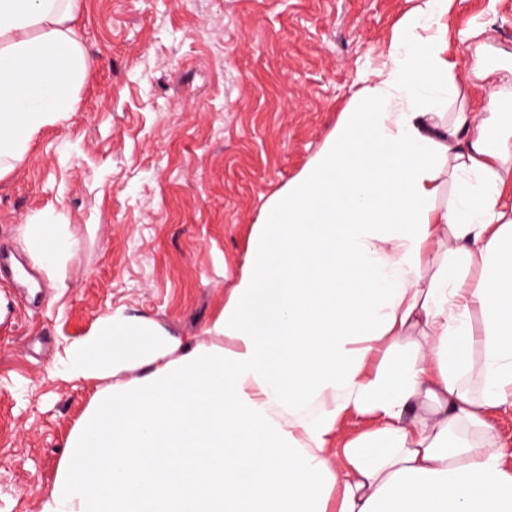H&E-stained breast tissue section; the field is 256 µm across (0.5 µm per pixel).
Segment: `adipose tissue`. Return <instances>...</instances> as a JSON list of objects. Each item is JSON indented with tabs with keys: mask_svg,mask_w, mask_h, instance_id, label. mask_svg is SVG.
Returning a JSON list of instances; mask_svg holds the SVG:
<instances>
[{
	"mask_svg": "<svg viewBox=\"0 0 512 512\" xmlns=\"http://www.w3.org/2000/svg\"><path fill=\"white\" fill-rule=\"evenodd\" d=\"M455 5L423 0L403 17L385 67L267 202L204 337L118 308L57 352L54 373L93 392L40 512H512L487 420L512 404V136L496 116L512 69H486L478 27L482 111L427 106L458 90ZM82 7L0 0V177L75 108L89 67ZM15 243L63 287L68 225L31 218ZM444 245L452 261L431 264ZM475 306L487 328L478 363ZM419 325L413 355L397 353ZM472 374L475 396L461 384ZM352 412L375 424L332 452Z\"/></svg>",
	"mask_w": 512,
	"mask_h": 512,
	"instance_id": "obj_1",
	"label": "adipose tissue"
}]
</instances>
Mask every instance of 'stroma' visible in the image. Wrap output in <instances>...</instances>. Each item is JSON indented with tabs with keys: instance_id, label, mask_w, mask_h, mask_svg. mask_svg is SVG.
<instances>
[{
	"instance_id": "1",
	"label": "stroma",
	"mask_w": 512,
	"mask_h": 512,
	"mask_svg": "<svg viewBox=\"0 0 512 512\" xmlns=\"http://www.w3.org/2000/svg\"><path fill=\"white\" fill-rule=\"evenodd\" d=\"M416 0H85L75 112L0 178V248L33 216L66 224L64 285L27 302L0 281V512H40L91 388L57 351L126 307L203 335L235 287L262 209L305 167L386 60ZM486 24L512 67V0H459L448 54Z\"/></svg>"
}]
</instances>
